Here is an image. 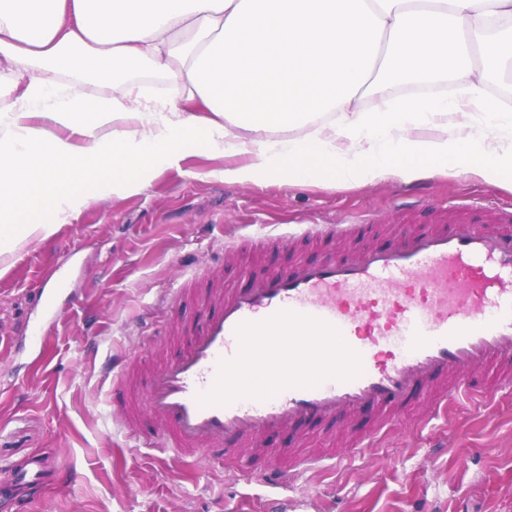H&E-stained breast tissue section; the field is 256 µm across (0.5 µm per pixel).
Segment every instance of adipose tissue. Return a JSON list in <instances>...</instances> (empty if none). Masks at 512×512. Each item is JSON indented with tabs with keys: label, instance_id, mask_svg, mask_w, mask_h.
<instances>
[{
	"label": "adipose tissue",
	"instance_id": "obj_1",
	"mask_svg": "<svg viewBox=\"0 0 512 512\" xmlns=\"http://www.w3.org/2000/svg\"><path fill=\"white\" fill-rule=\"evenodd\" d=\"M148 65L173 87L151 108L134 83L58 90ZM505 72L512 0H0V257L194 154L240 185L512 190V112L488 97Z\"/></svg>",
	"mask_w": 512,
	"mask_h": 512
}]
</instances>
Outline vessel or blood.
Instances as JSON below:
<instances>
[{"instance_id":"b4317fda","label":"vessel or blood","mask_w":512,"mask_h":512,"mask_svg":"<svg viewBox=\"0 0 512 512\" xmlns=\"http://www.w3.org/2000/svg\"><path fill=\"white\" fill-rule=\"evenodd\" d=\"M201 323L175 358L149 375L140 409L160 453L225 455V443L263 457L262 484L284 488L330 461L275 433L323 432L365 413L369 446L434 391L484 401L478 368L512 385V224H416L399 242L360 252L327 249L203 296ZM31 491L61 482L40 458L13 468Z\"/></svg>"}]
</instances>
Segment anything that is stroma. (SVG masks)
I'll list each match as a JSON object with an SVG mask.
<instances>
[{
  "mask_svg": "<svg viewBox=\"0 0 512 512\" xmlns=\"http://www.w3.org/2000/svg\"><path fill=\"white\" fill-rule=\"evenodd\" d=\"M220 156L193 155L143 190L91 200L43 241L22 246L0 273V481L12 465L51 458L67 484L37 496L18 490L0 512H262L267 489L251 468L154 450L151 420L129 433L112 407L105 359L131 354L148 374L156 354L177 355L200 321L196 296L240 266L262 275L286 250L224 244L299 231L306 224H373L400 240L405 224L435 222L454 204L493 226L512 193L477 181L388 180L354 189L227 184ZM65 283L51 335L36 288ZM302 448H333L336 466L300 474L284 495L292 512H512V390L482 404L448 399L433 416L404 415L373 446L347 453L343 433L302 435Z\"/></svg>",
  "mask_w": 512,
  "mask_h": 512,
  "instance_id": "35a3bbf8",
  "label": "stroma"
}]
</instances>
